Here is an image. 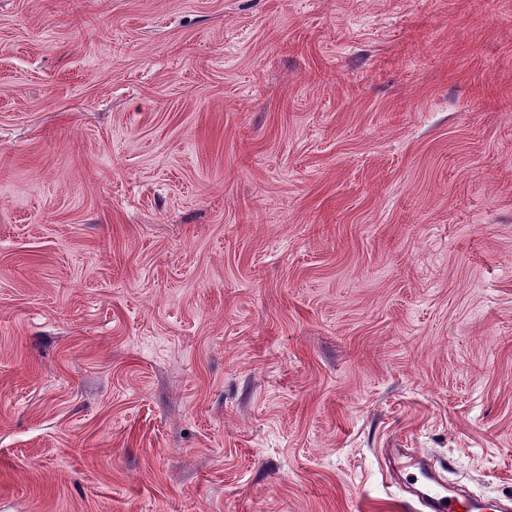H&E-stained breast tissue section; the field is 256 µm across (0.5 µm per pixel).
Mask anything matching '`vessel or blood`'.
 <instances>
[{"instance_id": "b4317fda", "label": "vessel or blood", "mask_w": 512, "mask_h": 512, "mask_svg": "<svg viewBox=\"0 0 512 512\" xmlns=\"http://www.w3.org/2000/svg\"><path fill=\"white\" fill-rule=\"evenodd\" d=\"M414 467L418 474L410 495L400 502L402 512H512L511 501L461 495L423 462Z\"/></svg>"}]
</instances>
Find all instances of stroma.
<instances>
[{
	"label": "stroma",
	"instance_id": "obj_1",
	"mask_svg": "<svg viewBox=\"0 0 512 512\" xmlns=\"http://www.w3.org/2000/svg\"><path fill=\"white\" fill-rule=\"evenodd\" d=\"M512 497V0H0V512ZM405 467L415 468L410 496L400 500L397 510L428 512H510L511 500L468 497L448 486L447 482L432 468L421 461L408 457Z\"/></svg>",
	"mask_w": 512,
	"mask_h": 512
}]
</instances>
